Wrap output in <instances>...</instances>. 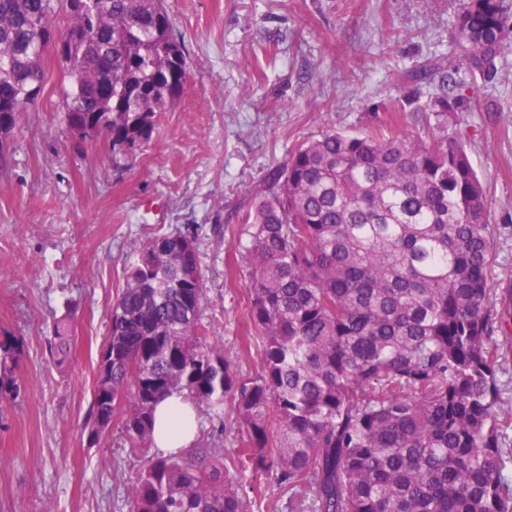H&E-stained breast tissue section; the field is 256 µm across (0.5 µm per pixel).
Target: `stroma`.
Listing matches in <instances>:
<instances>
[{
	"mask_svg": "<svg viewBox=\"0 0 512 512\" xmlns=\"http://www.w3.org/2000/svg\"><path fill=\"white\" fill-rule=\"evenodd\" d=\"M456 0H165L185 46L190 89L151 138L113 156L107 138L76 143L68 84L48 57L0 170V339L19 345L22 395L0 408V512H130L144 457L124 408L90 442L96 367L127 267L149 240L198 235L204 320L246 374L260 366L238 211L298 145L328 131L377 129L430 142L461 137L494 227L492 287L512 281V54L447 127L420 112L434 91L423 65L454 67ZM67 328L57 363L50 343Z\"/></svg>",
	"mask_w": 512,
	"mask_h": 512,
	"instance_id": "obj_1",
	"label": "stroma"
}]
</instances>
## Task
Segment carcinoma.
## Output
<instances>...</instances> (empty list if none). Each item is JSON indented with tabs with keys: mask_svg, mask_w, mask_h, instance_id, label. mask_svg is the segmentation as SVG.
<instances>
[{
	"mask_svg": "<svg viewBox=\"0 0 512 512\" xmlns=\"http://www.w3.org/2000/svg\"><path fill=\"white\" fill-rule=\"evenodd\" d=\"M454 31L472 75L493 81L512 54L503 0H458ZM51 53L70 84L65 126L106 136L114 155L148 141L190 88L163 0H0V141L37 102ZM439 78L422 111L444 126L473 86ZM163 240L142 249L112 304L109 390L94 388L89 437L125 397L130 446L151 447L154 408L175 392L218 420L231 398L237 449L145 460L132 512H251L247 469L309 512H512L495 341L512 334V284L488 288L493 228L462 138L329 131L264 180L238 214L262 336L253 376L203 322L196 236ZM51 349L66 360L70 336L57 331ZM17 355L0 341V406L21 395Z\"/></svg>",
	"mask_w": 512,
	"mask_h": 512,
	"instance_id": "carcinoma-1",
	"label": "carcinoma"
}]
</instances>
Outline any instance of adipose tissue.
<instances>
[{
	"label": "adipose tissue",
	"mask_w": 512,
	"mask_h": 512,
	"mask_svg": "<svg viewBox=\"0 0 512 512\" xmlns=\"http://www.w3.org/2000/svg\"><path fill=\"white\" fill-rule=\"evenodd\" d=\"M198 426V413L181 395L162 399L155 409L154 441L156 447L186 449L194 441Z\"/></svg>",
	"instance_id": "adipose-tissue-1"
}]
</instances>
